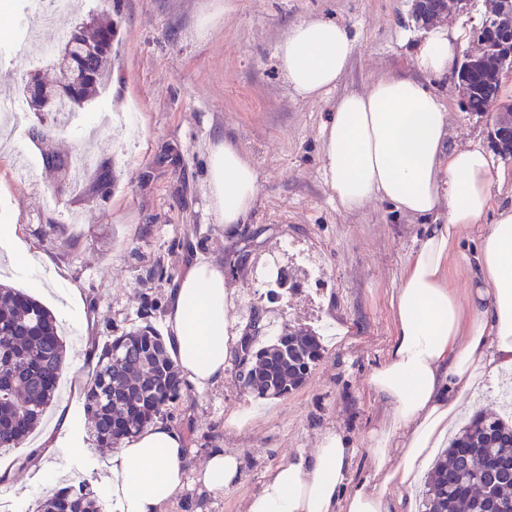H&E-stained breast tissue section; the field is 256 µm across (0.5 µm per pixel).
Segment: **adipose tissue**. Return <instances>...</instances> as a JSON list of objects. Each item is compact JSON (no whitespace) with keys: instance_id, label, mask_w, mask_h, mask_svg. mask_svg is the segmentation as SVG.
Wrapping results in <instances>:
<instances>
[{"instance_id":"adipose-tissue-1","label":"adipose tissue","mask_w":512,"mask_h":512,"mask_svg":"<svg viewBox=\"0 0 512 512\" xmlns=\"http://www.w3.org/2000/svg\"><path fill=\"white\" fill-rule=\"evenodd\" d=\"M468 37L458 21L431 26L414 54L419 78L384 77L342 96L322 130L325 180L343 208L379 200L436 220L406 263L392 298L394 333L369 380L390 404L392 426L370 443L364 478L351 477L354 446L328 432L318 448L277 466L245 512H414L429 465L460 418L480 410L476 392L512 374V205L494 209L490 153L478 140L450 144V114L425 85L447 74ZM352 44L345 27L308 19L278 44L277 65L298 95L319 98L346 72ZM208 176L222 224L243 223L257 198L256 169L224 144L211 152ZM467 239L475 248L464 254ZM459 265L463 293L452 276ZM231 308L224 271L207 260L190 264L168 294L167 348L196 393L221 383L242 349ZM188 459L184 432L164 421L123 439L107 460L112 512H166L186 484L215 496L241 476L233 452L213 450L195 471Z\"/></svg>"}]
</instances>
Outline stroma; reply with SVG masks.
Masks as SVG:
<instances>
[{"label":"stroma","mask_w":512,"mask_h":512,"mask_svg":"<svg viewBox=\"0 0 512 512\" xmlns=\"http://www.w3.org/2000/svg\"><path fill=\"white\" fill-rule=\"evenodd\" d=\"M414 0H112L116 25L111 79L80 110L78 122L45 144L31 130L51 125L50 112H28L16 132L32 163L18 182L11 159L0 156V216L18 237L49 258L19 271L10 246L0 244V282L29 292L69 325L70 378L59 406L70 409L82 440H62L42 458L30 452L40 436L0 452L13 471L12 512H31L54 491L50 477L65 469L68 484H86L102 512H112L111 476L104 452L92 447L82 407L91 375L88 350H101L140 318L164 329L170 288L188 265L208 259L223 267L238 328L259 321L260 342L282 329L312 325L324 352L306 381L288 396L262 398L245 389L238 362L224 381L198 394L185 390L167 422L180 426L190 467L221 448L241 460L238 484L216 496L187 490L168 512H244L266 476L298 451L316 448L337 430L354 443L353 478L369 466L370 440L392 421V409L369 380L393 335L391 298L426 226L374 200L343 210L325 181L322 130L337 100L362 93L385 76H412V49L402 33L416 29ZM313 17L346 27L353 40L346 73L318 99H303L277 67L276 47L288 30ZM43 52L0 47V94L23 99L30 76L53 84V58L62 31L38 29ZM428 86L450 109V141L491 143L494 112L464 107L456 73ZM108 109L112 124L98 125ZM226 141L259 175L255 206L244 223L221 224L208 184L210 150ZM68 154L90 149L96 164L79 186H62L45 168L47 149ZM295 270L303 286L287 301L268 298L277 269ZM85 306H68V287ZM253 413L243 428L234 415Z\"/></svg>","instance_id":"obj_1"}]
</instances>
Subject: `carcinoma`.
<instances>
[{
	"label": "carcinoma",
	"instance_id": "obj_1",
	"mask_svg": "<svg viewBox=\"0 0 512 512\" xmlns=\"http://www.w3.org/2000/svg\"><path fill=\"white\" fill-rule=\"evenodd\" d=\"M69 64L80 74L47 86L32 77L24 96L34 112L73 113L109 81L114 26L105 17L72 26ZM457 75L467 89L466 107L488 110L490 89L484 69L468 59ZM44 165L66 175L71 159L49 151ZM313 329H284L266 345L242 348L244 385L260 397L280 398L298 388L322 357ZM66 365V347L55 316L23 290L0 283V451L31 435L53 405ZM185 380L169 356L160 331L134 324L114 336L98 356L83 391L92 441L110 450L180 398ZM425 512H512V422L492 414L468 421L432 470L424 493ZM36 512H101L85 485H71L42 498Z\"/></svg>",
	"mask_w": 512,
	"mask_h": 512
}]
</instances>
